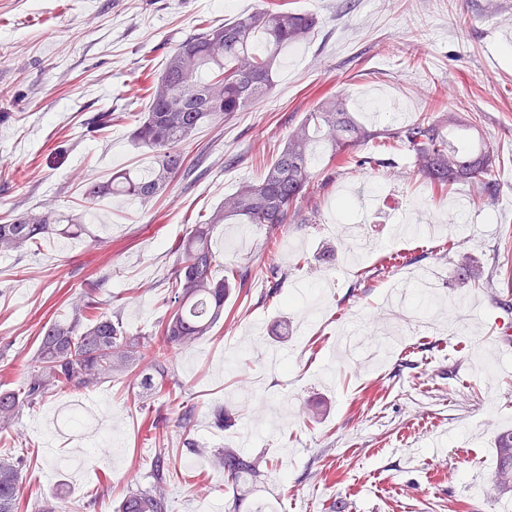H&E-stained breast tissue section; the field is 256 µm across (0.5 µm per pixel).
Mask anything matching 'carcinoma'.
Here are the masks:
<instances>
[{"label": "carcinoma", "instance_id": "obj_1", "mask_svg": "<svg viewBox=\"0 0 512 512\" xmlns=\"http://www.w3.org/2000/svg\"><path fill=\"white\" fill-rule=\"evenodd\" d=\"M317 25L309 13L294 12L282 4L268 3L245 16L206 25L184 40L166 57L160 75L148 88L149 104L138 115L131 133L134 145L154 153V167L140 176L126 171L112 176L107 185L89 183L85 200L93 204L104 194L129 195L143 202L157 198L173 178L186 168L187 149L198 129L242 112L273 87V69L285 46L298 44ZM466 125L448 112L440 120L422 116L382 134L355 121L344 100L323 98L288 135V141L262 177L245 182L207 222L193 224L172 248L175 254L170 292L164 300L166 314L152 335L129 334L120 315L89 314L96 308V289L87 288L73 303L65 322L44 327L35 356L18 389L0 391V427L11 424L43 399L68 388L93 387L112 378L133 380L132 366L144 362L139 381L142 391L164 396L177 384L174 354L210 335L224 319V302L233 288H243L246 272L218 275L220 263L211 245V230L230 220L261 224L276 230L297 215L298 200L314 187L315 144H325L328 162L341 167L352 163L373 171L388 159L353 151L379 137L389 148L412 155L418 172L440 192L456 181L477 179L482 192L492 194L489 179L494 142L485 139L461 144L444 129ZM82 215L51 205L19 213L0 224V253L24 252L53 234L76 235ZM279 267L270 268L271 287L260 294L264 302L278 295ZM498 465L490 490L512 496V430L498 437ZM22 458L0 454V512H18ZM214 466L224 472V485L239 488L261 482L263 462L234 448L214 456ZM153 489L129 491L117 512H171L167 485L178 475L168 449L160 448L150 463Z\"/></svg>", "mask_w": 512, "mask_h": 512}]
</instances>
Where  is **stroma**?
<instances>
[{
	"instance_id": "obj_1",
	"label": "stroma",
	"mask_w": 512,
	"mask_h": 512,
	"mask_svg": "<svg viewBox=\"0 0 512 512\" xmlns=\"http://www.w3.org/2000/svg\"><path fill=\"white\" fill-rule=\"evenodd\" d=\"M266 0H0V220L51 201L82 213L80 238L0 253V390L17 388L43 326L68 321L89 281L105 313L133 334L154 333L165 308L171 249L193 224L256 181L323 93L375 129L435 116L441 100L498 145L493 194L461 181L437 192L412 159L365 172L314 168L318 188L298 202L299 223L278 231L222 224L212 247L225 269L247 271L230 319L175 359L177 385L153 413L138 388L115 379L50 397L0 430V450L23 459V512L60 496L70 512H114L128 490L152 486L156 437L169 439L178 475L172 512H232L233 492L209 457L183 445L176 417L194 410L199 447L235 448L270 462L247 495L252 512H512L483 494L495 438L512 428V353L501 349L496 290L512 286V0H288L316 15L311 37L284 48L270 93L223 123L203 126L196 165L151 202L104 196L86 183L148 172L152 152L130 139L144 111L145 78L203 24L249 14ZM113 120L93 133L99 112ZM387 184L385 208L438 222L431 236L389 240L373 229L370 254L351 260L336 224L342 187ZM472 269L458 280V263ZM284 277L259 302L268 267ZM441 286L431 329L407 334L385 302L415 268ZM224 406L233 425L213 427Z\"/></svg>"
}]
</instances>
